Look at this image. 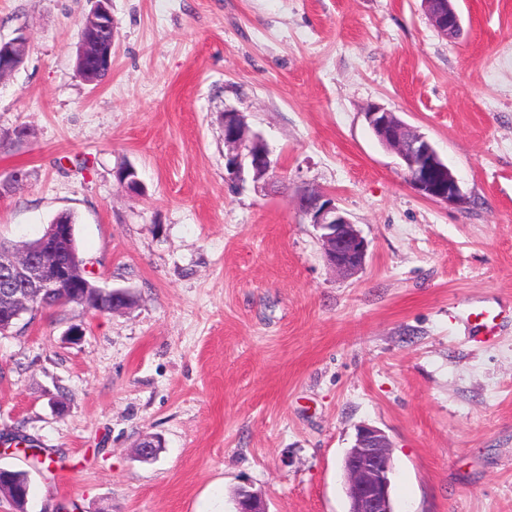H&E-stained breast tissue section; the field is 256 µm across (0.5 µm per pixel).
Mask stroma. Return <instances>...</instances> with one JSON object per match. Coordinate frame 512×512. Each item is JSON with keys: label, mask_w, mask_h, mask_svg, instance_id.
<instances>
[{"label": "stroma", "mask_w": 512, "mask_h": 512, "mask_svg": "<svg viewBox=\"0 0 512 512\" xmlns=\"http://www.w3.org/2000/svg\"><path fill=\"white\" fill-rule=\"evenodd\" d=\"M456 5L450 39L422 0H111L95 85L76 71L92 0H0V39H28L0 81V180L26 173L0 237L70 213L87 277L134 298L0 334V466L29 471L28 512H235L242 488L348 512L361 424L391 442L394 512H512V0ZM373 104L434 144L464 204L412 189ZM228 109L269 186L225 171ZM308 189L367 240L358 273L328 265L293 204Z\"/></svg>", "instance_id": "stroma-1"}]
</instances>
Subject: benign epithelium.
Listing matches in <instances>:
<instances>
[{
	"mask_svg": "<svg viewBox=\"0 0 512 512\" xmlns=\"http://www.w3.org/2000/svg\"><path fill=\"white\" fill-rule=\"evenodd\" d=\"M109 0H96L89 14L90 23L99 32L112 31ZM434 26L445 36L452 37L462 28V21L453 0H422ZM26 38L18 36L0 41V80L13 73L22 63ZM112 71V53L81 54L80 76L88 83L100 82ZM377 140L394 151L409 184L422 197L449 205L463 203L459 180L440 157L431 141L410 128L396 113L380 105H371L364 112ZM224 165L229 175L239 180L245 172L255 183H267L273 177V162L263 140L249 134L240 113L224 111ZM296 205L317 230L326 245V258L335 270L344 275L360 271L366 262L368 244L346 216L321 191L306 192L296 199ZM74 237V225L52 224L44 237L33 247L0 240V305L5 320L0 321V333L12 329L25 314L38 312L39 301L54 295L64 285L69 286L71 299L83 303L88 288L101 295L129 300L123 290L102 288L81 277L71 261L60 258L62 248ZM347 481L349 512H393L390 497L392 454L386 434L373 426L358 428L355 441L343 463ZM238 512H268L258 494L243 490L238 500Z\"/></svg>",
	"mask_w": 512,
	"mask_h": 512,
	"instance_id": "1",
	"label": "benign epithelium"
}]
</instances>
